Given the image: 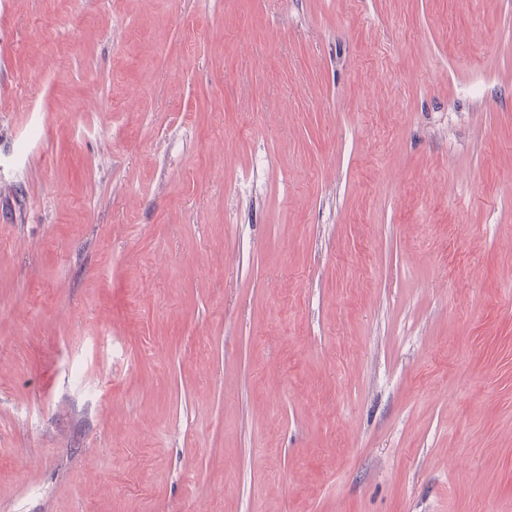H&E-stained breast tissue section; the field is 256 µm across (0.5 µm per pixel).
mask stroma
Segmentation results:
<instances>
[{"instance_id": "1", "label": "stroma", "mask_w": 512, "mask_h": 512, "mask_svg": "<svg viewBox=\"0 0 512 512\" xmlns=\"http://www.w3.org/2000/svg\"><path fill=\"white\" fill-rule=\"evenodd\" d=\"M1 337L0 512H512V0H0Z\"/></svg>"}]
</instances>
